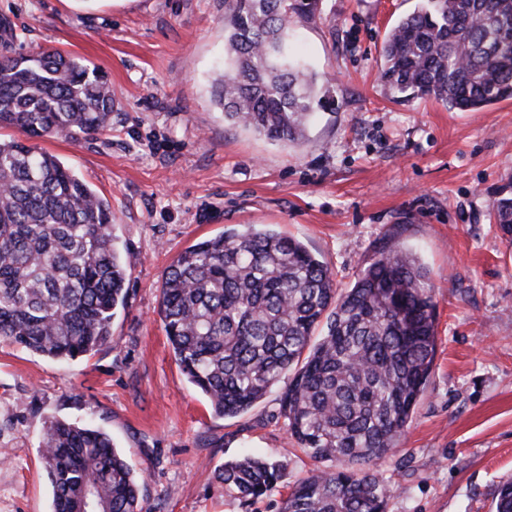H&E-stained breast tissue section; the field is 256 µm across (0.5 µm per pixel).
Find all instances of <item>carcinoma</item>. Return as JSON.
<instances>
[{
    "label": "carcinoma",
    "instance_id": "carcinoma-1",
    "mask_svg": "<svg viewBox=\"0 0 512 512\" xmlns=\"http://www.w3.org/2000/svg\"><path fill=\"white\" fill-rule=\"evenodd\" d=\"M315 11L316 0H224L225 119L285 144L304 138L328 90L294 56L291 33ZM382 57L396 99L469 112L510 99L512 0H419ZM115 107L107 78L76 57L0 56V128L79 142L110 133ZM490 218L511 238L512 196L496 199ZM110 224L108 202L56 156L0 139L1 337L57 360L109 342L131 270ZM160 316L175 361L219 415L247 411L287 379L280 412L315 467L280 512H386L390 487L368 466L396 447L436 352L434 285L415 257L390 246L339 293L335 272L299 240L230 228L173 261ZM43 461L54 512H81L88 491L107 512H145L107 433L52 419ZM284 469L244 456L216 480L250 503ZM495 512H512V482Z\"/></svg>",
    "mask_w": 512,
    "mask_h": 512
}]
</instances>
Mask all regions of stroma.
<instances>
[{
  "label": "stroma",
  "mask_w": 512,
  "mask_h": 512,
  "mask_svg": "<svg viewBox=\"0 0 512 512\" xmlns=\"http://www.w3.org/2000/svg\"><path fill=\"white\" fill-rule=\"evenodd\" d=\"M297 53L330 77L302 145L226 121L215 100L224 0H0V55L70 52L101 69L118 102L109 135L34 145L59 158L112 212L132 267L110 341L57 361L0 338V512H53L41 442L48 419L108 433L147 512H278L312 460L280 416L282 386L226 418L175 361L160 289L177 255L228 228L299 239L338 288L392 244L434 285L429 382L393 453L374 471L387 512H495L512 481V243L489 212L512 184V99L480 112L388 97L380 50L416 0H317ZM254 454L284 484L242 504L215 479Z\"/></svg>",
  "instance_id": "stroma-1"
}]
</instances>
